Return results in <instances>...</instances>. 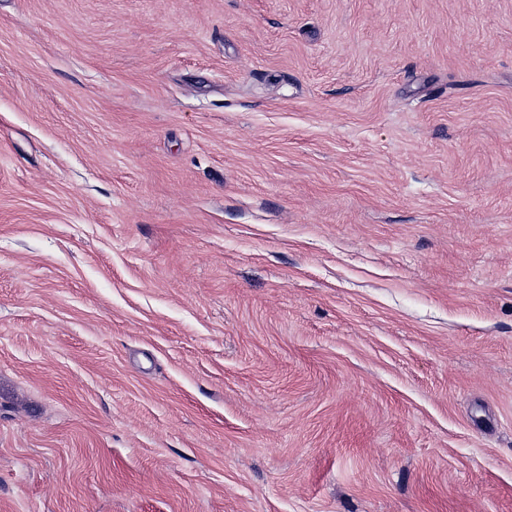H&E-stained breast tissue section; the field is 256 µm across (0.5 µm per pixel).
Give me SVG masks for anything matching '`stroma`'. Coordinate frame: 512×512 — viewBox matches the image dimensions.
<instances>
[{
    "mask_svg": "<svg viewBox=\"0 0 512 512\" xmlns=\"http://www.w3.org/2000/svg\"><path fill=\"white\" fill-rule=\"evenodd\" d=\"M0 512H512V0H0Z\"/></svg>",
    "mask_w": 512,
    "mask_h": 512,
    "instance_id": "35a3bbf8",
    "label": "stroma"
}]
</instances>
